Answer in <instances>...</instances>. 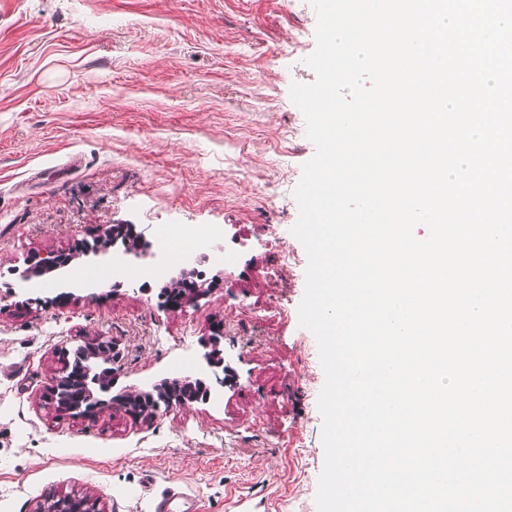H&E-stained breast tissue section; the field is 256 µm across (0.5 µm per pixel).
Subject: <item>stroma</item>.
<instances>
[{"mask_svg": "<svg viewBox=\"0 0 512 512\" xmlns=\"http://www.w3.org/2000/svg\"><path fill=\"white\" fill-rule=\"evenodd\" d=\"M315 29L308 0H0V512L64 492L153 512L175 484L197 512H317L325 374L291 232L315 147L289 94L315 78ZM123 224L145 237L116 285L104 239ZM170 224L211 232L204 293L176 313L147 275ZM49 254L87 278L13 293ZM100 335L108 408L58 414L53 376ZM211 350L240 355L237 388L199 370ZM188 375L210 400L149 423L112 400Z\"/></svg>", "mask_w": 512, "mask_h": 512, "instance_id": "obj_1", "label": "stroma"}]
</instances>
